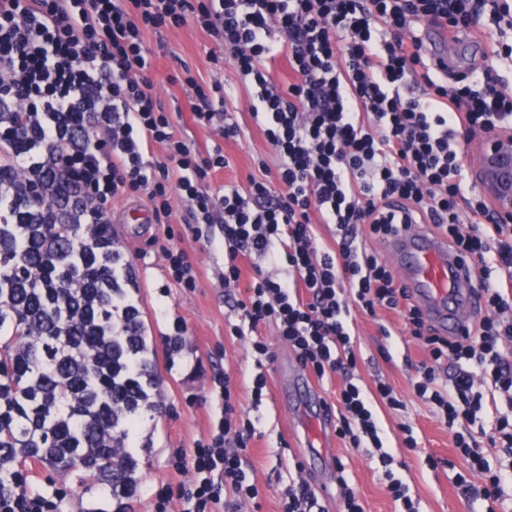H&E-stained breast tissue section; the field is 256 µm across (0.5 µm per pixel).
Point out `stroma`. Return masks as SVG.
<instances>
[{"label": "stroma", "mask_w": 512, "mask_h": 512, "mask_svg": "<svg viewBox=\"0 0 512 512\" xmlns=\"http://www.w3.org/2000/svg\"><path fill=\"white\" fill-rule=\"evenodd\" d=\"M148 40L155 53L149 78L157 95L168 108L180 112L187 135L200 151L219 147L230 160L229 168L211 176V186H245L249 174L257 172L259 160L270 159L271 152L249 112L250 97L237 74L228 66L213 64L210 54L215 44L194 26L153 33ZM187 69L207 81L222 80L231 93L227 107L234 112L240 126L237 137L223 139L194 122L188 97L175 81ZM129 206V201L118 200L113 209L120 219L117 231L127 239L136 268L146 282L145 309H152L158 289L167 283L160 246L185 249L201 272L195 290L171 289L167 304L172 316L184 319L187 341L207 376L191 386L163 377L162 402L156 419L165 440L161 448L141 463L146 479L179 483V476L168 469L167 460L177 449L193 447L196 440L207 435L209 416L215 409L209 376L225 371L236 382L243 416L256 428L243 459V469L248 480L257 484L260 495L244 502L240 512H280L281 497L292 478L302 474L316 482L335 479L337 471L332 461L336 458L344 463V475L355 489L364 512H400V503L386 490L384 467L378 456L350 448L347 441L336 436L330 439L328 460L298 453L296 417L276 401L279 368L284 362L294 361L295 355L287 344L277 340L272 323L258 325L255 331L242 336L235 335L233 326L240 317L225 302L224 290L217 279L218 271L224 266V255L192 240L186 225L179 222L184 215L181 203L173 205L176 223L160 225L155 240L123 223ZM348 323L358 358L354 381L372 394L371 409L383 446L393 456L392 469L408 487L418 512H485L483 502L467 499L457 488V477L465 473L466 467L455 452L452 435L431 406L421 401L413 390L417 378L415 367L427 359V350L412 336L401 332L393 312H379L373 319L356 311ZM256 336L272 347L271 361L261 368L249 350V342ZM261 374L267 379V394L256 406L251 401V388ZM381 382L393 387L398 405H388L376 396V387ZM409 434L416 439V448L406 447L405 437Z\"/></svg>", "instance_id": "obj_1"}]
</instances>
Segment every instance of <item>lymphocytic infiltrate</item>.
<instances>
[{
    "label": "lymphocytic infiltrate",
    "mask_w": 512,
    "mask_h": 512,
    "mask_svg": "<svg viewBox=\"0 0 512 512\" xmlns=\"http://www.w3.org/2000/svg\"><path fill=\"white\" fill-rule=\"evenodd\" d=\"M192 24L225 54L253 98L252 116L273 155L246 187H211L228 167L221 150L202 154L155 94L154 52L146 36ZM432 25L450 38L474 28L512 29V0H0V251L22 258L44 246L47 225L78 224L63 259H50L20 293L38 294L74 331L54 352L79 369L101 356L98 375L55 394L49 412L30 411L19 459L69 463L95 475L99 495L79 512H237L258 498L242 468L255 427L239 411L229 373L211 380L218 407L192 452L171 456L179 496L152 488L139 470L155 446L148 418L157 407L164 362L183 382L202 378L185 352L186 324L169 319L164 299L155 338L142 318L143 288L125 241L112 229L115 199L139 201L170 218L180 198L194 241L222 249L225 286L234 299L236 334L270 322L302 368L345 383L327 416L351 448H381L365 391L354 383L357 357L347 326L352 309L369 317L399 314L430 359L414 392L432 404L453 445L481 484L459 478L463 495L491 504L512 484V462L494 469L469 430L484 399L504 398L487 436L512 459V225L498 223L466 177L476 133L512 127V44L489 39L481 73L447 80L421 37ZM287 59L290 80L277 85L272 63ZM196 124L230 139L239 126L224 107L220 80L186 74ZM336 230L326 246L318 225ZM411 224L430 225L470 265L480 307L469 331L437 334L412 294L360 235L387 241ZM75 274L59 282L60 261ZM249 261L243 279L241 261ZM489 381L488 394L474 393ZM103 425L125 471L99 470L84 431ZM49 486L13 477L0 484V512H60Z\"/></svg>",
    "instance_id": "f902f5d3"
}]
</instances>
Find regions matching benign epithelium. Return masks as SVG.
Instances as JSON below:
<instances>
[{"instance_id": "obj_1", "label": "benign epithelium", "mask_w": 512, "mask_h": 512, "mask_svg": "<svg viewBox=\"0 0 512 512\" xmlns=\"http://www.w3.org/2000/svg\"><path fill=\"white\" fill-rule=\"evenodd\" d=\"M476 179L481 193L495 202L504 222L512 221V132L503 131L484 142Z\"/></svg>"}]
</instances>
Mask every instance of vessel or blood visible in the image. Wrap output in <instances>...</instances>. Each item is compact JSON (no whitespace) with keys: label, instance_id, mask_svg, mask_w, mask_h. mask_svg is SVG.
<instances>
[{"label":"vessel or blood","instance_id":"obj_1","mask_svg":"<svg viewBox=\"0 0 512 512\" xmlns=\"http://www.w3.org/2000/svg\"><path fill=\"white\" fill-rule=\"evenodd\" d=\"M386 251L400 267L405 283L433 325L442 334L462 335L468 324L459 319L458 311L462 305L473 303L474 296L468 264L449 249L447 239L415 225L387 242ZM291 393L299 398L303 451L309 455L325 454L327 419L322 399L298 370L284 366L280 369L279 396L284 399Z\"/></svg>","mask_w":512,"mask_h":512}]
</instances>
